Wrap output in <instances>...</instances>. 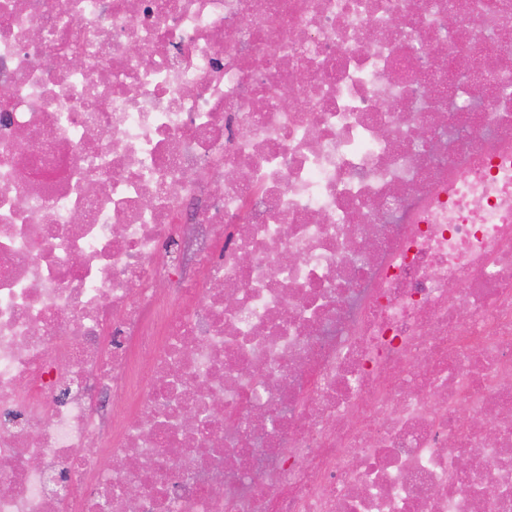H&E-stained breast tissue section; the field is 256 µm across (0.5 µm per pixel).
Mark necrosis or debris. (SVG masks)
Here are the masks:
<instances>
[{
    "label": "necrosis or debris",
    "mask_w": 512,
    "mask_h": 512,
    "mask_svg": "<svg viewBox=\"0 0 512 512\" xmlns=\"http://www.w3.org/2000/svg\"><path fill=\"white\" fill-rule=\"evenodd\" d=\"M496 31L512 0H0V512H512ZM190 224L224 248L177 287Z\"/></svg>",
    "instance_id": "4bbe7bcc"
}]
</instances>
